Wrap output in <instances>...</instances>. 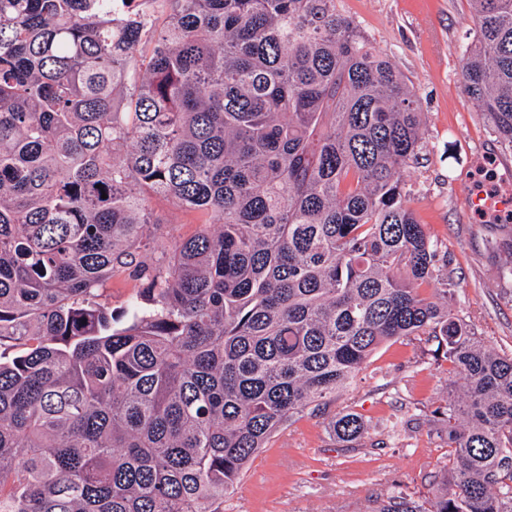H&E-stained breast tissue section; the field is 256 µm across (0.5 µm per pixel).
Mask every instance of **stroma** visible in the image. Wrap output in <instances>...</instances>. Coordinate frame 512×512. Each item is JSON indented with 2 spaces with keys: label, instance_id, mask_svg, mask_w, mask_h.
<instances>
[{
  "label": "stroma",
  "instance_id": "stroma-1",
  "mask_svg": "<svg viewBox=\"0 0 512 512\" xmlns=\"http://www.w3.org/2000/svg\"><path fill=\"white\" fill-rule=\"evenodd\" d=\"M371 46L404 73L423 113V148L407 181L408 205L447 256L453 307L485 343L512 353V284L488 242L512 238V226L466 214L464 196L512 199V151L502 146L479 104L462 93L460 56L474 38L468 0H336ZM159 243L192 236L197 212L153 199ZM427 345L400 339L382 344L352 387L314 414L291 418L247 464L224 512H378L394 496L427 505L448 467V440L432 412L445 405L447 361L424 360ZM353 408L369 430L352 448L330 422ZM408 421L396 440L377 426L391 416Z\"/></svg>",
  "mask_w": 512,
  "mask_h": 512
}]
</instances>
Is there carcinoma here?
Segmentation results:
<instances>
[{
	"instance_id": "1",
	"label": "carcinoma",
	"mask_w": 512,
	"mask_h": 512,
	"mask_svg": "<svg viewBox=\"0 0 512 512\" xmlns=\"http://www.w3.org/2000/svg\"><path fill=\"white\" fill-rule=\"evenodd\" d=\"M147 2L0 0V512H224L272 433L410 336L459 380L428 512H512V355L408 206L407 78L336 0ZM469 2L462 91L511 150L512 0ZM156 196L207 219L153 261ZM134 282L127 279L126 275L116 272L112 279L105 285V295L109 301L112 310H119L124 305L125 300L135 291Z\"/></svg>"
}]
</instances>
